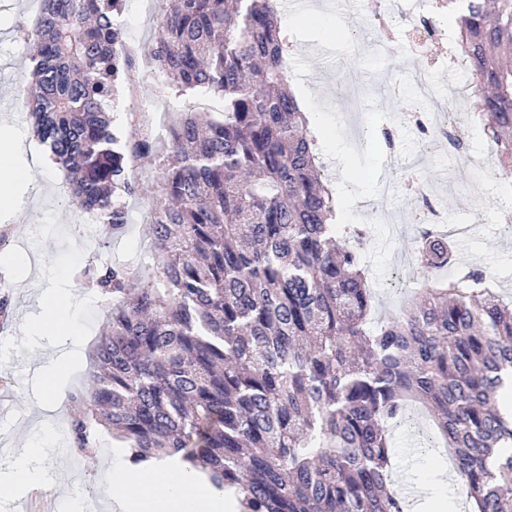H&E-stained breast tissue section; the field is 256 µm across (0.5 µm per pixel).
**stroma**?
<instances>
[{"mask_svg": "<svg viewBox=\"0 0 512 512\" xmlns=\"http://www.w3.org/2000/svg\"><path fill=\"white\" fill-rule=\"evenodd\" d=\"M413 0H381L379 12H370L367 0H342L320 6L306 0L302 13H284L282 23L290 35L288 75L302 105L312 110V132L326 182L345 199L368 201L369 209L354 207L352 223L370 231L364 260L370 286L380 312L392 313L409 302L423 276L414 267L402 268L399 258L413 247L420 228L422 208L407 187L408 177H418L424 192L448 224H467V237L455 239L458 263L482 268L500 295L512 299V229L503 217L512 211V178L504 177L496 155L484 167L462 166L447 149L426 150L421 134L410 125L396 128L394 146L370 135L354 139L345 119L350 86L347 69L359 73L364 118L378 122L381 109L396 116L418 110L420 102L410 81V70L424 69L436 102L473 98L479 85L472 75L456 76L444 63L442 44L421 43L417 55L384 54L382 38L401 45L416 20ZM160 0H126L124 42L137 61L122 83L113 110L122 125L149 121L166 125L168 115L182 102L168 88L163 76L144 57L161 15ZM41 10V0H0V125H8L17 142L15 164L32 167L34 179L18 184L15 205L0 208V228L13 229L12 252L16 263L0 264V287H5L13 307L10 335L13 345L0 349V475L8 473L11 461L29 440L51 428L67 433L72 413L67 381L59 379L50 405L36 401L44 387L43 364L49 358L67 360L70 370L86 368V357L99 336L111 306L81 286L77 276L86 264H132L141 266L149 243L145 215L157 201L161 166L158 160L137 163L138 193L128 202V231L112 239L86 240L83 215L70 202L64 174L30 134L25 96L31 69L26 33L32 30ZM152 103L150 114H140L136 103ZM344 154H337V147ZM389 178V191L380 188ZM69 290L81 308L84 338L73 347L61 336H33L28 323L40 301L53 292ZM396 470H410L417 485L428 486L447 469L448 456L439 450L424 454L409 451V431L395 427ZM123 449L104 439L95 462L69 453L60 458L43 450L34 467L52 494L51 508L62 503H97L101 512H111L106 493L112 463L123 458Z\"/></svg>", "mask_w": 512, "mask_h": 512, "instance_id": "35a3bbf8", "label": "stroma"}]
</instances>
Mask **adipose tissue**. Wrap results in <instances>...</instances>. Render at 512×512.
I'll list each match as a JSON object with an SVG mask.
<instances>
[{
    "label": "adipose tissue",
    "mask_w": 512,
    "mask_h": 512,
    "mask_svg": "<svg viewBox=\"0 0 512 512\" xmlns=\"http://www.w3.org/2000/svg\"><path fill=\"white\" fill-rule=\"evenodd\" d=\"M47 336L81 338L80 315L69 292L62 291L43 302L31 322ZM55 441L53 431L31 440L0 479V498H6L35 480L33 459ZM109 491L113 512H237V502L207 483L188 464L165 458L143 470L116 462L110 470Z\"/></svg>",
    "instance_id": "ef3b65f1"
}]
</instances>
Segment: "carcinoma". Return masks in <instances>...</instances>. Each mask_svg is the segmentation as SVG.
Returning <instances> with one entry per match:
<instances>
[{
	"mask_svg": "<svg viewBox=\"0 0 512 512\" xmlns=\"http://www.w3.org/2000/svg\"><path fill=\"white\" fill-rule=\"evenodd\" d=\"M29 38L32 128L69 180L71 203L105 231L127 224L128 156H162L149 224L151 279L89 265L112 300L72 387L69 444L108 434L142 468L177 456L241 512H409L391 487L393 423L407 402L434 416L469 488L467 512H512V301L481 269L454 265L427 227L414 257L427 284L374 317L360 256L366 230L327 223L334 199L289 88L276 0H165L146 54L177 96L207 89L224 118L185 105L168 136L121 139L106 103L133 66L120 53L124 0H41ZM457 55L472 104L512 171V0H468Z\"/></svg>",
	"mask_w": 512,
	"mask_h": 512,
	"instance_id": "cac0c4a2",
	"label": "carcinoma"
}]
</instances>
